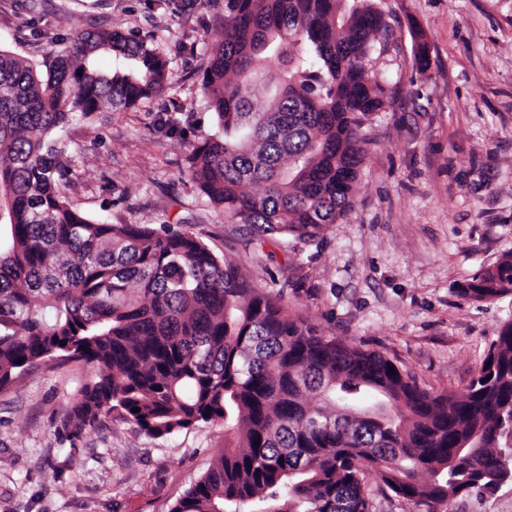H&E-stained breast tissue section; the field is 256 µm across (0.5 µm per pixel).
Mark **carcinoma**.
<instances>
[{
    "label": "carcinoma",
    "mask_w": 512,
    "mask_h": 512,
    "mask_svg": "<svg viewBox=\"0 0 512 512\" xmlns=\"http://www.w3.org/2000/svg\"><path fill=\"white\" fill-rule=\"evenodd\" d=\"M390 31L373 0H224L201 80L218 132L189 157L199 193L262 234L319 240L353 207L367 116L390 106L370 65ZM166 77L152 45L110 29L40 66L0 49V390L77 359L97 369L71 407L77 429L114 410L154 437L224 422V452L172 512H373L365 466L428 512L512 481V324L463 394L434 395L382 354L318 334L195 234L70 203L71 115L128 109ZM457 292L512 293V252Z\"/></svg>",
    "instance_id": "1"
}]
</instances>
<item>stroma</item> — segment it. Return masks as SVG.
Returning a JSON list of instances; mask_svg holds the SVG:
<instances>
[{
  "label": "stroma",
  "mask_w": 512,
  "mask_h": 512,
  "mask_svg": "<svg viewBox=\"0 0 512 512\" xmlns=\"http://www.w3.org/2000/svg\"><path fill=\"white\" fill-rule=\"evenodd\" d=\"M0 0V48L34 63L79 34L118 28L168 61L164 92L74 115L65 194L115 224H168L232 259L319 334L382 353L434 394L466 391L512 300L454 291L512 252V0H374L393 35L371 65L391 106L369 116L352 209L318 242L229 222L188 175L214 133L201 87L224 38V0ZM428 44L420 69L415 43ZM266 252L264 263L254 256ZM94 375L80 360L35 366L0 390V512H170L224 450V424L153 438L120 412L75 429ZM437 512H512V484Z\"/></svg>",
  "instance_id": "stroma-1"
}]
</instances>
